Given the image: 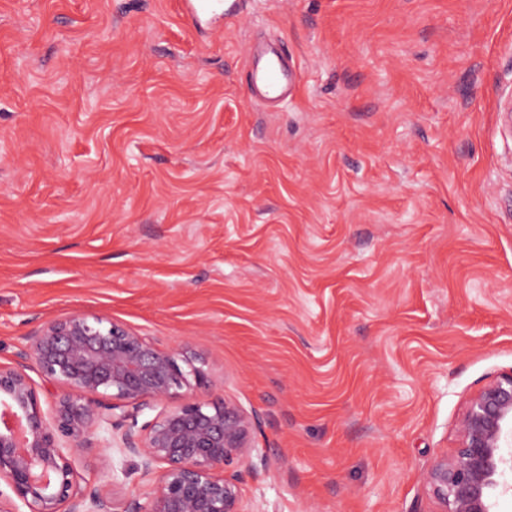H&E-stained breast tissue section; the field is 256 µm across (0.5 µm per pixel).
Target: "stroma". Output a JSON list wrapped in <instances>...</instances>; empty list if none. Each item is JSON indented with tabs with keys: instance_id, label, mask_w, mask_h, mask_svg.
Returning a JSON list of instances; mask_svg holds the SVG:
<instances>
[{
	"instance_id": "stroma-1",
	"label": "stroma",
	"mask_w": 512,
	"mask_h": 512,
	"mask_svg": "<svg viewBox=\"0 0 512 512\" xmlns=\"http://www.w3.org/2000/svg\"><path fill=\"white\" fill-rule=\"evenodd\" d=\"M180 4L0 0V365L111 317L256 412L247 512H435L427 469L512 369V0H243L202 33ZM101 454L80 487L147 502ZM249 76L251 81L264 86L266 96L271 99L282 97L295 79V75L282 65L279 55L269 58L263 67L252 70Z\"/></svg>"
}]
</instances>
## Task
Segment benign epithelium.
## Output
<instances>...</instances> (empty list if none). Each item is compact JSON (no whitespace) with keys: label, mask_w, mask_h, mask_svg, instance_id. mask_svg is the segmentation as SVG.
Instances as JSON below:
<instances>
[{"label":"benign epithelium","mask_w":512,"mask_h":512,"mask_svg":"<svg viewBox=\"0 0 512 512\" xmlns=\"http://www.w3.org/2000/svg\"><path fill=\"white\" fill-rule=\"evenodd\" d=\"M23 362L0 366V512H118L106 490L85 492L73 455L101 431H121L118 448L145 472L162 466L157 490L123 512H244L242 488L224 467L252 461L256 417L236 400L210 403L195 393L207 383L202 359L161 349L104 315L77 313L27 337ZM69 389L53 414L41 407L28 370ZM107 396L102 406L91 399ZM153 419L138 416L156 405ZM512 370L496 375L466 402L453 450L424 477L438 512H494L512 491Z\"/></svg>","instance_id":"7a95c632"}]
</instances>
